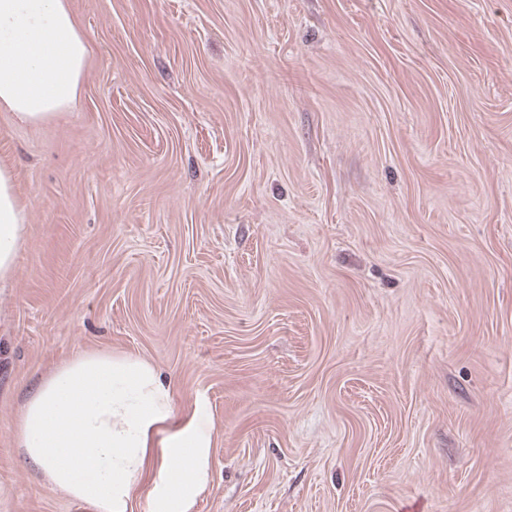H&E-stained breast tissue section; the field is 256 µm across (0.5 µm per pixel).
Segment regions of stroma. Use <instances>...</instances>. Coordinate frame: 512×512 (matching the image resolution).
<instances>
[{"instance_id": "stroma-1", "label": "stroma", "mask_w": 512, "mask_h": 512, "mask_svg": "<svg viewBox=\"0 0 512 512\" xmlns=\"http://www.w3.org/2000/svg\"><path fill=\"white\" fill-rule=\"evenodd\" d=\"M75 106L0 112V512L79 349L206 408L191 512H512V0H69ZM15 183L13 168L0 164V282L12 277L26 231L27 212L16 193Z\"/></svg>"}]
</instances>
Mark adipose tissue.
<instances>
[{
	"instance_id": "obj_1",
	"label": "adipose tissue",
	"mask_w": 512,
	"mask_h": 512,
	"mask_svg": "<svg viewBox=\"0 0 512 512\" xmlns=\"http://www.w3.org/2000/svg\"><path fill=\"white\" fill-rule=\"evenodd\" d=\"M87 65L68 0H0V111L27 124L52 120L74 107ZM15 183L0 164V282L12 277L26 231ZM16 439L52 488L93 512H131L145 479L153 512H190L212 447L202 409L177 420L172 388L150 362L87 350L30 390Z\"/></svg>"
}]
</instances>
